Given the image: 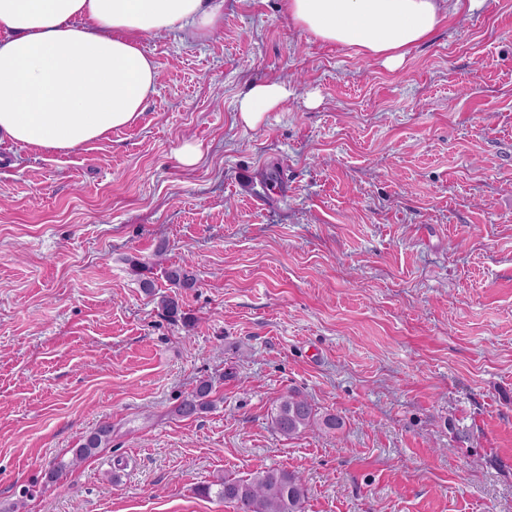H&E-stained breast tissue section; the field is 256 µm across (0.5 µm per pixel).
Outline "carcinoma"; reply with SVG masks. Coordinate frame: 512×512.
Here are the masks:
<instances>
[{
	"mask_svg": "<svg viewBox=\"0 0 512 512\" xmlns=\"http://www.w3.org/2000/svg\"><path fill=\"white\" fill-rule=\"evenodd\" d=\"M165 278L176 288L172 294L161 298L163 312L171 319L182 315L183 294L197 287L195 275L183 265H174L164 271ZM213 385L202 381L177 406L176 413L182 418L197 417L209 411L213 405ZM328 429L342 426L340 418L328 415L317 418V411L307 398L295 393L283 397L271 414L273 429L286 437H292L317 423ZM112 438V425L104 423L92 431L80 447L73 450L71 464L83 461L108 444ZM204 496L215 495L234 504L236 512H303L307 489L302 477L292 471L268 469L243 480L226 475L217 483V489L206 485L198 489Z\"/></svg>",
	"mask_w": 512,
	"mask_h": 512,
	"instance_id": "1",
	"label": "carcinoma"
}]
</instances>
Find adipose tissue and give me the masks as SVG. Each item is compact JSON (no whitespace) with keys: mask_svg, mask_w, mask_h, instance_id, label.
<instances>
[{"mask_svg":"<svg viewBox=\"0 0 512 512\" xmlns=\"http://www.w3.org/2000/svg\"><path fill=\"white\" fill-rule=\"evenodd\" d=\"M460 0H284L298 29L399 66ZM224 18V0H0V144L68 153L139 117L156 68L140 42L159 32L205 36ZM289 96L258 83L237 101L257 126Z\"/></svg>","mask_w":512,"mask_h":512,"instance_id":"obj_1","label":"adipose tissue"}]
</instances>
